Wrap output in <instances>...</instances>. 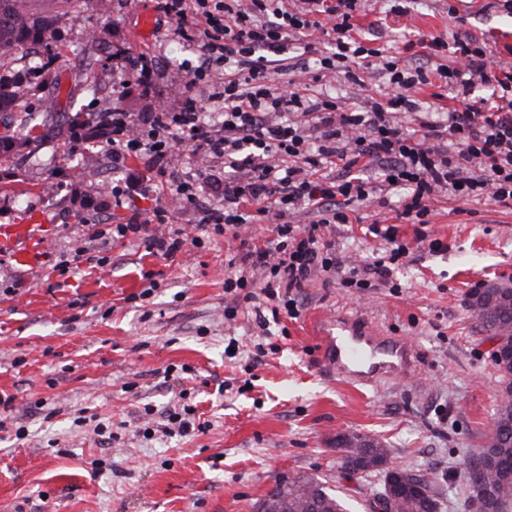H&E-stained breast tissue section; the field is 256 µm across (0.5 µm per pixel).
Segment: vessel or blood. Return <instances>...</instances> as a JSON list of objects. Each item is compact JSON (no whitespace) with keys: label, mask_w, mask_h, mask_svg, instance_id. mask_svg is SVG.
<instances>
[{"label":"vessel or blood","mask_w":512,"mask_h":512,"mask_svg":"<svg viewBox=\"0 0 512 512\" xmlns=\"http://www.w3.org/2000/svg\"><path fill=\"white\" fill-rule=\"evenodd\" d=\"M0 249L8 250L18 265L41 264L47 253L42 225L34 219L20 224H1ZM321 349L326 366L337 377L355 386H373L389 376L407 377L418 369L408 341L385 335L349 317L337 319L335 332L322 336Z\"/></svg>","instance_id":"obj_1"}]
</instances>
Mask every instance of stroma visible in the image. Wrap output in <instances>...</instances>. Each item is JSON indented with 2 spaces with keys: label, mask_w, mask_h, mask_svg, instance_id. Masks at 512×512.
<instances>
[{
  "label": "stroma",
  "mask_w": 512,
  "mask_h": 512,
  "mask_svg": "<svg viewBox=\"0 0 512 512\" xmlns=\"http://www.w3.org/2000/svg\"><path fill=\"white\" fill-rule=\"evenodd\" d=\"M358 0L364 38L391 52L418 33L445 40L469 34L485 42L498 67L512 68V0ZM150 40L138 36L142 16ZM96 32L111 58L90 66L96 90L74 86V58L88 57ZM51 68L75 89L86 112H147L129 58L149 49L165 72L157 93L178 101L197 54L172 34L158 0H82L62 17ZM209 178L196 207L173 222L197 235L202 211L222 202V163L181 152L177 173ZM155 178L145 156L116 163L108 143L50 144L0 164V225L39 213L50 228L38 267L0 253V392L15 397V426L25 439L0 440V512H254L282 474L318 476L339 490L353 512H366L377 477L352 478L341 468L336 436L382 439L392 462L427 474L439 512H472L463 461L482 448L498 403L492 346L466 294L480 281L512 282V207L440 198L419 240L398 223L400 197L367 201L362 223L325 230L345 266L373 262L383 240L363 224H398L408 252L387 278L346 288L340 275L299 290L297 318L258 321L253 310L224 320V276L231 242L167 260L145 245L118 240L100 263L58 269L60 255L88 246L95 223L147 220L166 202L144 193ZM439 240L441 249L429 248ZM346 314L409 337L419 372L375 388L353 387L321 362L317 331ZM236 338L235 355L224 352ZM173 377H165L166 367ZM191 406L210 420L206 432H159L168 410ZM152 415H145V408ZM108 418L116 439L74 426L78 409ZM152 437H143L146 426Z\"/></svg>",
  "instance_id": "obj_1"
}]
</instances>
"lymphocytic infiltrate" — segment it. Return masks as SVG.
Here are the masks:
<instances>
[{
    "mask_svg": "<svg viewBox=\"0 0 512 512\" xmlns=\"http://www.w3.org/2000/svg\"><path fill=\"white\" fill-rule=\"evenodd\" d=\"M174 35L195 46L199 66L178 108L158 100L149 112L112 113V155H146L158 188H172V205L197 202V177L168 178L176 151H188L224 165V202L208 210L203 232L238 241V266L224 280L231 296L225 319L259 295L271 299L272 314L294 315V290L316 274L338 271L341 261L322 234L351 215L375 194L404 190L401 218L411 224L431 221L439 194L458 200L512 202V72L497 76L476 39L442 37L408 41L440 58L435 69L410 67L383 55L358 37L355 0H161ZM327 36L329 52L315 56L309 81H280L273 59L285 50L289 32ZM451 62H444V55ZM377 59L387 92H370L355 108H341L335 97L314 95L311 83L339 73L364 86L368 59ZM491 90L473 100L476 86ZM207 87L208 101L224 111L222 128L206 125L195 88ZM451 92L456 105L446 123L420 122L410 130L390 122L391 112H415L419 93ZM172 205L157 206L146 222L129 218L95 238H134L164 258L202 246L199 237L172 228ZM313 214L311 224L292 219ZM274 225L276 236L257 244L250 223Z\"/></svg>",
    "mask_w": 512,
    "mask_h": 512,
    "instance_id": "f902f5d3",
    "label": "lymphocytic infiltrate"
}]
</instances>
